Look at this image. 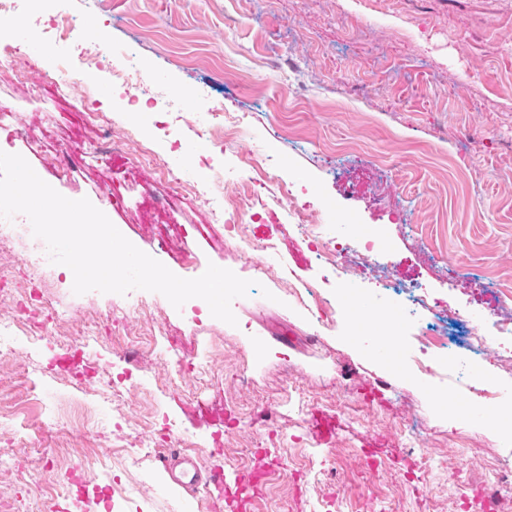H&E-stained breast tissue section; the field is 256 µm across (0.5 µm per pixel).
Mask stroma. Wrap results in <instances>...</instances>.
Returning a JSON list of instances; mask_svg holds the SVG:
<instances>
[{
  "label": "stroma",
  "mask_w": 512,
  "mask_h": 512,
  "mask_svg": "<svg viewBox=\"0 0 512 512\" xmlns=\"http://www.w3.org/2000/svg\"><path fill=\"white\" fill-rule=\"evenodd\" d=\"M66 9L81 42L34 40L47 18L29 12L9 32L18 57L56 82L29 95L0 63V113L24 132L7 151L42 169L28 142L43 134L39 110L50 111L55 147L75 161L70 179L44 172L60 194L88 198L180 277L212 263L250 278L249 258L225 246L204 199L152 207L133 166L139 141L110 163L96 160L95 123L74 100L92 86L95 111L114 129L141 124L140 141L203 184L217 170L226 184L237 179L235 156L200 137L208 108L245 112L240 150L278 158L318 223L343 232L353 221L380 236L395 282L419 289L439 313L484 316L485 335H495L497 295L512 291V0H109L105 9L68 0ZM101 32L116 64L188 94L196 122H172L159 106L154 121L140 122L137 103L108 74L91 72L85 83L58 71ZM112 190L121 205L107 202ZM144 216L181 227L174 244L195 255L194 268L153 250ZM270 224L279 227L270 273L233 301L234 327L162 296L153 311L114 293L74 294L64 266L46 274L41 287L66 322L50 341L17 330L12 353L0 357V422L15 429L4 451L27 461L24 474L0 479V512L17 492L65 512H214L216 493L190 501L167 485L161 454H127L128 441L152 442L167 422L176 429L165 448L194 455L199 467L230 475L262 448L287 462V477L266 484L253 512H362L371 499L388 512H472L471 492L492 462L512 461L500 414L512 407V364L460 349L469 381L412 372L423 322L402 320L386 342L380 313L404 307L405 297L380 296L372 284L357 301L360 328L343 310L317 324L289 287L317 284L332 295L337 285L289 226L286 202L267 201L250 230L260 236ZM287 266L296 272L290 285L279 279ZM91 317L98 343L70 344ZM171 339L184 357L207 360L216 387L162 360ZM112 384L123 403L104 397ZM294 384L321 400L336 424L329 439L312 434ZM478 386L496 390V403L476 404ZM458 432L467 454L455 450Z\"/></svg>",
  "instance_id": "obj_1"
}]
</instances>
